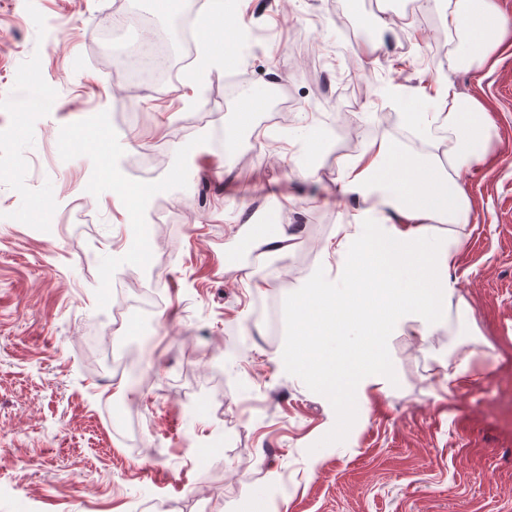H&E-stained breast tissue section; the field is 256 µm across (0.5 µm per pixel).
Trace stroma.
<instances>
[{
  "label": "stroma",
  "mask_w": 512,
  "mask_h": 512,
  "mask_svg": "<svg viewBox=\"0 0 512 512\" xmlns=\"http://www.w3.org/2000/svg\"><path fill=\"white\" fill-rule=\"evenodd\" d=\"M197 2L0 0V512H156L161 499L173 512H512V47L489 65L436 64L492 119L486 156L458 177L470 223L436 227L460 241L446 316L429 336L404 324L386 371L332 397L289 370L288 333L254 332L252 318L274 302L287 325L289 296L344 235L335 178L390 107L381 86L420 99L434 42L456 41L438 0H231L229 65L119 94L104 24L150 14L127 29L140 41ZM411 13L426 31L406 52ZM343 26L378 47L360 101L330 48ZM237 74L281 93L290 121L265 136L253 112L228 158L238 103L224 80ZM288 139L317 157L314 176L281 159ZM201 143L194 166L175 152ZM139 150L162 157L151 177L129 165ZM116 179L147 206L128 210ZM80 210L86 223H71ZM280 224L296 239L276 271L245 265ZM129 277L160 284L154 330L114 318ZM114 345L138 376L108 380L99 355ZM187 439L222 447L194 459Z\"/></svg>",
  "instance_id": "35a3bbf8"
}]
</instances>
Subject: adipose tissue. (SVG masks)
<instances>
[{
  "mask_svg": "<svg viewBox=\"0 0 512 512\" xmlns=\"http://www.w3.org/2000/svg\"><path fill=\"white\" fill-rule=\"evenodd\" d=\"M443 3L444 23L459 38L454 66L490 61L512 32L494 0ZM434 91L440 111L406 118L419 138L435 129L453 135L451 176L440 174L433 156L411 152L384 133L336 176L337 193L352 202L347 228L367 237L354 250L349 236L333 243L335 276L310 279L288 312L298 328L288 342V361L318 384L381 374L387 337L409 321L431 335L455 294L456 242L433 238L430 230L435 223H469L470 200L453 173L485 156L491 120L482 102L461 96L451 83L436 82Z\"/></svg>",
  "mask_w": 512,
  "mask_h": 512,
  "instance_id": "obj_1",
  "label": "adipose tissue"
}]
</instances>
